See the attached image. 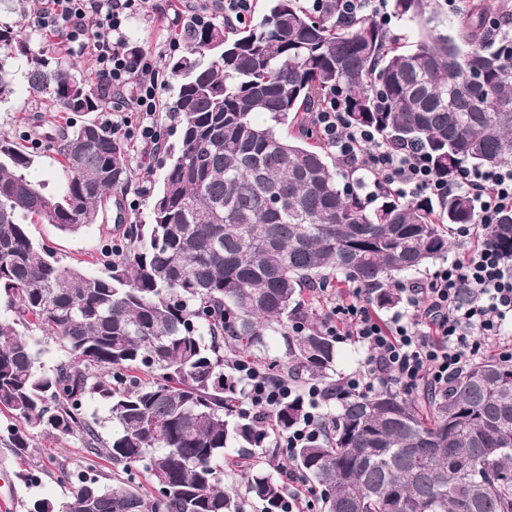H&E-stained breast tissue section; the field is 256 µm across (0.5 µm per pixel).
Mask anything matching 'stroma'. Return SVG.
I'll list each match as a JSON object with an SVG mask.
<instances>
[{
	"label": "stroma",
	"instance_id": "1",
	"mask_svg": "<svg viewBox=\"0 0 512 512\" xmlns=\"http://www.w3.org/2000/svg\"><path fill=\"white\" fill-rule=\"evenodd\" d=\"M200 11L198 0H148L143 10L135 12L126 30L130 46L151 54L159 66L185 55L187 43L183 30L173 22L174 16L192 19ZM77 114L61 111L49 89L33 90L24 71H17L12 92L0 103V134L37 142L38 155L29 171L31 178L44 182L48 189L58 185L59 165L52 149L42 146L45 132L79 123ZM123 160L131 173V180L122 194L130 216L142 223L151 219L154 197L152 183L161 181L163 171L151 154L137 149H125ZM110 215H98L96 220L73 234H64L48 224L31 228L35 239L52 246L63 262L81 266L86 274L98 275L103 269V248L108 238L106 226ZM71 470L101 467L98 458L88 454L77 438L60 440L35 438L33 446L24 454H17L0 443V512H25L35 498H47L59 503L65 500L69 487L56 479L58 466ZM30 471L31 483L18 477L21 471Z\"/></svg>",
	"mask_w": 512,
	"mask_h": 512
}]
</instances>
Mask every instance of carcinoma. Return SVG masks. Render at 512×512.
I'll return each instance as SVG.
<instances>
[{"label":"carcinoma","instance_id":"carcinoma-1","mask_svg":"<svg viewBox=\"0 0 512 512\" xmlns=\"http://www.w3.org/2000/svg\"><path fill=\"white\" fill-rule=\"evenodd\" d=\"M321 2L269 0L232 39L213 23L186 28L165 106L178 141L156 149L169 164L152 222L125 225L121 254L98 276L62 263L29 226L92 223L129 184L121 142L96 121L61 131L50 192L27 175V146L0 138V302L13 315L0 322V441L24 450L37 436H76L144 479L102 484L63 467L67 498L26 512H248L254 502L281 512L277 468L250 467L240 496L223 485L224 458L231 448L273 456L307 403L242 411L237 357L276 379L317 381L336 402L322 437L290 457L323 512H512V364L482 358L438 394L344 396L336 337L305 296L335 275L393 308L402 298L389 279L447 254L443 225L478 223L464 190L432 203L367 191L365 175L332 161L308 113L335 106L350 128L421 146L443 173L512 167V35L495 30L505 22L497 0H469L448 33L439 0H392L421 29L411 44L404 29ZM0 51V102L20 61L32 88L53 89L67 112L112 106L104 82L77 78L19 30L0 28ZM287 123L291 132L276 129ZM491 239L512 257V209ZM36 331L64 359L42 364ZM272 334L285 356L270 354ZM90 400L107 406L111 435L86 413Z\"/></svg>","mask_w":512,"mask_h":512}]
</instances>
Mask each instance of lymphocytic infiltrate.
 I'll return each mask as SVG.
<instances>
[{"mask_svg":"<svg viewBox=\"0 0 512 512\" xmlns=\"http://www.w3.org/2000/svg\"><path fill=\"white\" fill-rule=\"evenodd\" d=\"M148 0H32L34 27L58 38L66 52L90 54L98 79L112 88L115 137L134 147H156L159 96L164 79L154 56L130 53L123 29ZM321 143L343 162L372 174L375 186L399 195L438 197L461 188L479 205L480 238L461 255L439 266L424 283L402 288L406 309L390 319L375 310L365 288L326 289L333 306L323 325L336 338L357 343L366 353L362 366L344 383L348 394L392 388L408 395L435 392L449 377L480 359L487 349L512 361V260L489 237L505 206L512 205V168L438 174L417 146L385 145L371 130L350 129L339 112L311 115ZM245 385L252 410L264 414L297 394L287 382L270 383L246 362L233 365ZM303 398L310 411L302 425L281 442L282 453L304 447L321 435L322 392L309 386Z\"/></svg>","mask_w":512,"mask_h":512,"instance_id":"f902f5d3","label":"lymphocytic infiltrate"}]
</instances>
